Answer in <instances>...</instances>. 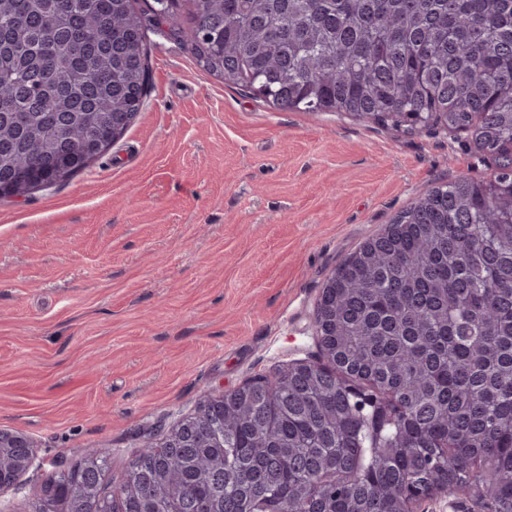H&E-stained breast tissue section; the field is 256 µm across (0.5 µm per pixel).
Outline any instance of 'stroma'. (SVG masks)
<instances>
[{
	"label": "stroma",
	"instance_id": "35a3bbf8",
	"mask_svg": "<svg viewBox=\"0 0 512 512\" xmlns=\"http://www.w3.org/2000/svg\"><path fill=\"white\" fill-rule=\"evenodd\" d=\"M146 103L68 184L0 199V429L38 459L0 512H33L57 463L110 452L117 484L203 395L323 355L336 266L433 188L488 180L472 133L280 111L153 25Z\"/></svg>",
	"mask_w": 512,
	"mask_h": 512
}]
</instances>
